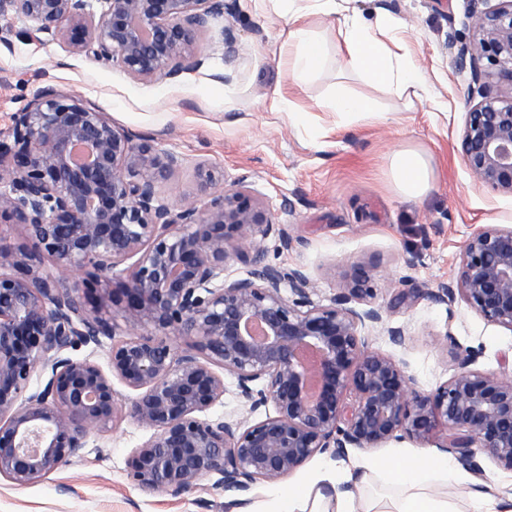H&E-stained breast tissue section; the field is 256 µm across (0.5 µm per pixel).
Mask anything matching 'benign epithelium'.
I'll return each mask as SVG.
<instances>
[{"label": "benign epithelium", "mask_w": 512, "mask_h": 512, "mask_svg": "<svg viewBox=\"0 0 512 512\" xmlns=\"http://www.w3.org/2000/svg\"><path fill=\"white\" fill-rule=\"evenodd\" d=\"M101 2L96 15L89 0H0V18L22 17L35 35L155 82L201 68L199 33L236 9V0ZM467 18L472 34L455 58L471 75L461 158L478 186L512 196V95L490 82L512 83V0H468ZM222 49L226 62L240 54L230 26ZM178 166L153 139L49 85L0 132V224L26 232L0 247V476L39 482L126 418L153 431L130 456L129 479L175 496L211 476L243 494L317 454L343 458L401 439L450 453L480 478L486 459L512 471L508 354L498 370H481L480 351L448 331L437 345L453 350L454 372L420 389L359 333L368 325L396 347L408 341L376 303L373 261L317 304L301 268L266 261L271 233L285 249L294 240L247 177L228 182L202 164L193 192L163 201L160 185ZM230 260L248 266L245 276L224 277ZM427 297L460 299L512 331V226L474 231L453 275ZM103 337L107 367L71 355ZM46 370L44 387L28 392ZM226 375L242 413L214 416Z\"/></svg>", "instance_id": "7a95c632"}]
</instances>
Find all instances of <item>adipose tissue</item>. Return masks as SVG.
<instances>
[{"label":"adipose tissue","mask_w":512,"mask_h":512,"mask_svg":"<svg viewBox=\"0 0 512 512\" xmlns=\"http://www.w3.org/2000/svg\"><path fill=\"white\" fill-rule=\"evenodd\" d=\"M318 12L337 18L344 49L341 67L362 73L367 79L394 87L399 92L415 96L428 93L427 78L412 59L393 53L381 41L388 32L385 18H378L375 27L362 24L356 12L345 7L343 0H314ZM291 48L288 61L299 84H306L326 69L329 52L320 35L306 22L304 12L292 11L284 41ZM389 172L395 190L403 196H424L434 183V165L430 157L410 148L394 150L388 157ZM360 469L388 471L396 491L389 495L385 507L369 499H358L347 491L324 493L320 476L290 486L287 490L271 492L265 512H458L447 497L432 493L433 481L456 482L461 474L448 459L428 452L404 461L360 462Z\"/></svg>","instance_id":"ef3b65f1"}]
</instances>
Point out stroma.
I'll return each instance as SVG.
<instances>
[{
	"label": "stroma",
	"instance_id": "1",
	"mask_svg": "<svg viewBox=\"0 0 512 512\" xmlns=\"http://www.w3.org/2000/svg\"><path fill=\"white\" fill-rule=\"evenodd\" d=\"M348 7L371 23L385 17L398 37L394 52L421 66L434 101L420 102L332 68L297 86L281 53L285 22L277 0H236L234 15L211 18L202 32L203 66L173 81L133 80L65 44L32 38L25 19L5 18L10 32L8 45H0V130L51 84L107 112L117 128L153 137L181 157V167L160 187L162 199L191 191L202 164L229 180L247 176L294 239L286 250L270 235L267 261L302 267L313 283L314 302L328 303L346 287L356 262L377 259L376 301L387 323L407 327L411 338L395 347L376 329L366 326L360 333L405 363L418 387L429 391L453 373L452 357L434 345L439 335L452 333L462 346L479 350L484 370L498 369L500 355L512 354V331L486 323L463 301L436 304L425 296L447 280L470 233L512 217V198L478 187L460 159L457 131L469 105L470 75L457 69L455 56L471 33L467 0H349ZM228 25L242 46L229 65L221 48ZM338 84L376 104V112L330 111L325 102ZM279 94L292 101V111L273 108ZM402 146L434 161V187L423 197L406 198L392 187L387 157ZM399 292L405 295L400 302ZM150 437V430L125 420L37 483L18 486L0 477V512H223L227 497L213 478L181 496L144 490L128 479L131 453ZM420 450L401 440L369 454L353 449L343 459L321 454L276 486L303 481L317 468L350 467L368 455L391 461ZM485 468V477L469 473L464 484H438L434 490L459 504L468 492L489 485L512 493V471L491 462ZM203 500L211 510L200 508Z\"/></svg>",
	"mask_w": 512,
	"mask_h": 512
}]
</instances>
